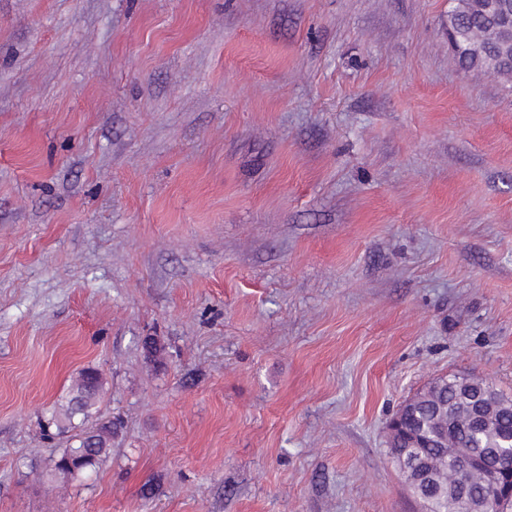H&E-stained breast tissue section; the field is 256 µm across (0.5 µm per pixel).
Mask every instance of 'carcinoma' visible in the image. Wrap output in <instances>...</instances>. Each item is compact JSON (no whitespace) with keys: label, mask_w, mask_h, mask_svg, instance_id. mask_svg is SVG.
I'll use <instances>...</instances> for the list:
<instances>
[{"label":"carcinoma","mask_w":512,"mask_h":512,"mask_svg":"<svg viewBox=\"0 0 512 512\" xmlns=\"http://www.w3.org/2000/svg\"><path fill=\"white\" fill-rule=\"evenodd\" d=\"M499 20L490 18L486 0H456L448 11V35L454 39L458 64L463 69H477L501 77L512 76V50L505 49V39H512V21L507 30L496 29ZM104 382L92 368L81 372L71 397L54 407L49 424L59 430H79L75 444L63 449L55 470L71 478L95 465L111 447L117 423L108 421L85 427L95 412ZM402 430L391 453L420 456L436 464L438 474L452 468L447 449L440 439L446 437L454 447L483 457L490 465L485 476L472 484V497L479 502L488 487L503 478L487 455L501 446L503 436L512 434V397L483 379L461 388L451 377L438 379L414 397L413 404L400 409Z\"/></svg>","instance_id":"1"}]
</instances>
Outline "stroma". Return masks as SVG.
<instances>
[{"instance_id":"obj_1","label":"stroma","mask_w":512,"mask_h":512,"mask_svg":"<svg viewBox=\"0 0 512 512\" xmlns=\"http://www.w3.org/2000/svg\"><path fill=\"white\" fill-rule=\"evenodd\" d=\"M448 7L0 0V512H420L400 407L512 396V78ZM103 387L101 373L97 369L87 368L81 372L67 402L58 404L52 410L48 424L58 430L79 429V433L74 436L75 444L63 449L54 467L64 476L77 477L101 460L111 447L117 423L108 421L96 427H84L95 412Z\"/></svg>"}]
</instances>
